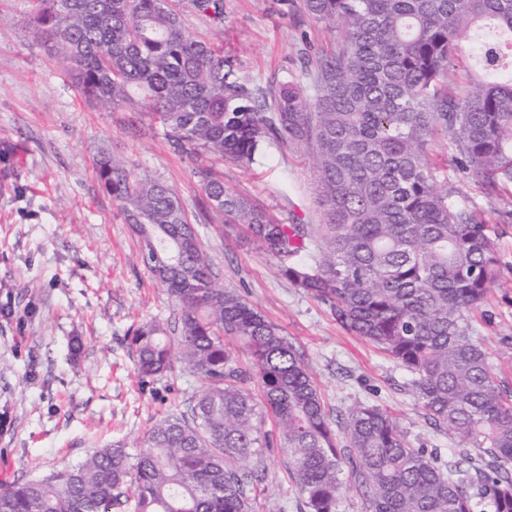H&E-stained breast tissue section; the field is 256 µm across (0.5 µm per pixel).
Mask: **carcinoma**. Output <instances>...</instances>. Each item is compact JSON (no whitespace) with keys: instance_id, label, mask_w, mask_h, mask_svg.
<instances>
[{"instance_id":"carcinoma-1","label":"carcinoma","mask_w":512,"mask_h":512,"mask_svg":"<svg viewBox=\"0 0 512 512\" xmlns=\"http://www.w3.org/2000/svg\"><path fill=\"white\" fill-rule=\"evenodd\" d=\"M25 24L101 109L159 124L181 153L249 167L263 146L313 149L323 223H288L194 169L205 202L279 261L292 286L409 375L453 458L414 448L376 405L332 421L304 355L237 291L216 285L197 218L155 178L103 152L100 186L140 237V257L177 303L174 324L133 331L145 383L177 372L201 393L154 423L141 447L99 448L48 476L0 485V512H254L265 449L287 464L305 512H336L348 487L369 512H512V393L469 316L497 279L496 243L434 162L449 140L482 189L512 185V66L448 93L470 28L512 34V0H300L341 38L311 82L252 85L224 47L198 39L167 0H32ZM224 24V0H191ZM275 429L266 430L267 418Z\"/></svg>"}]
</instances>
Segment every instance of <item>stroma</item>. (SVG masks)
Returning <instances> with one entry per match:
<instances>
[{
    "label": "stroma",
    "mask_w": 512,
    "mask_h": 512,
    "mask_svg": "<svg viewBox=\"0 0 512 512\" xmlns=\"http://www.w3.org/2000/svg\"><path fill=\"white\" fill-rule=\"evenodd\" d=\"M190 31L220 42L242 77L266 84L300 79L336 32L275 0H224V24L173 0ZM29 0H0V482L43 476L113 443L139 447L164 412L198 394L188 376L151 384L139 378L129 338L143 323L170 321L174 302L139 257V241L94 169L103 151L173 188L188 212L205 200L187 160L162 130L133 134V113L102 111L85 99L22 24ZM436 161L457 201L491 228L499 271L472 334L489 352L502 386L512 388V186L486 194L457 164L445 140ZM224 185L282 218L322 221L310 151L275 144L249 168L225 162ZM198 232L219 270L301 352L327 411L340 418L364 403L386 408L414 447L454 442L429 424L405 371L341 328L323 303L294 288L278 261L214 216ZM257 493L266 512H299L286 466L265 456Z\"/></svg>",
    "instance_id": "stroma-1"
}]
</instances>
